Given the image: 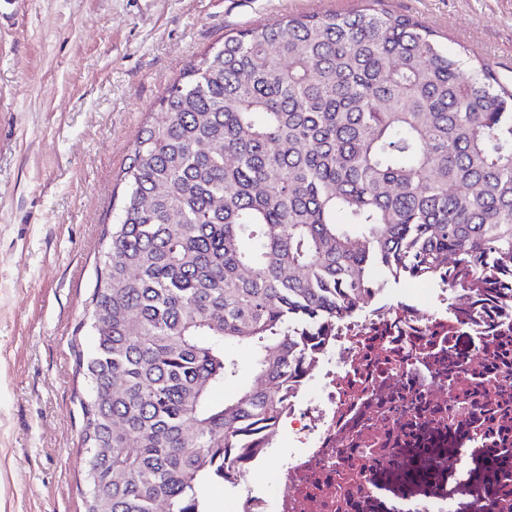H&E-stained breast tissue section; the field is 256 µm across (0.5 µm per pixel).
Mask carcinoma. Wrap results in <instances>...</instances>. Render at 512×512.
Masks as SVG:
<instances>
[{
  "label": "carcinoma",
  "instance_id": "1",
  "mask_svg": "<svg viewBox=\"0 0 512 512\" xmlns=\"http://www.w3.org/2000/svg\"><path fill=\"white\" fill-rule=\"evenodd\" d=\"M161 108L83 322L85 512H212L288 381L389 283L512 297V85L417 19L240 30ZM230 345L260 384L222 397Z\"/></svg>",
  "mask_w": 512,
  "mask_h": 512
}]
</instances>
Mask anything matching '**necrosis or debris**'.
<instances>
[{
  "instance_id": "necrosis-or-debris-1",
  "label": "necrosis or debris",
  "mask_w": 512,
  "mask_h": 512,
  "mask_svg": "<svg viewBox=\"0 0 512 512\" xmlns=\"http://www.w3.org/2000/svg\"><path fill=\"white\" fill-rule=\"evenodd\" d=\"M254 465L288 443L285 488L236 512H512V300L438 286L377 302L317 352Z\"/></svg>"
}]
</instances>
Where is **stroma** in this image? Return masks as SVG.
Masks as SVG:
<instances>
[{"instance_id": "35a3bbf8", "label": "stroma", "mask_w": 512, "mask_h": 512, "mask_svg": "<svg viewBox=\"0 0 512 512\" xmlns=\"http://www.w3.org/2000/svg\"><path fill=\"white\" fill-rule=\"evenodd\" d=\"M368 0H31L0 29V512H85L76 354L159 100L225 36ZM512 84V0H378Z\"/></svg>"}]
</instances>
